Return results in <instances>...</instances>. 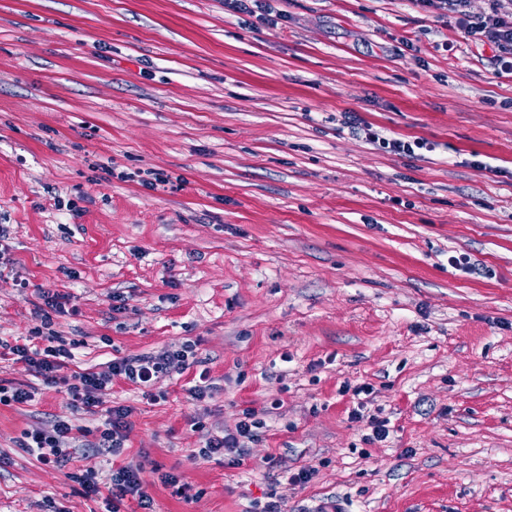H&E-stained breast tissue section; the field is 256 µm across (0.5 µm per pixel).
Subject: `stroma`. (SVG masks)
<instances>
[{"label": "stroma", "mask_w": 512, "mask_h": 512, "mask_svg": "<svg viewBox=\"0 0 512 512\" xmlns=\"http://www.w3.org/2000/svg\"><path fill=\"white\" fill-rule=\"evenodd\" d=\"M229 2L0 0V338L56 291L72 370L195 344L151 397L106 395L155 512H250L271 456L313 472L280 485L288 512H512V77L459 24L489 0ZM362 383L385 442L348 417ZM0 385L35 394L0 404V512H103L18 445L68 417L108 482L93 416L25 364L0 358ZM277 401L242 465L193 458ZM360 128L364 133L365 139L374 145H379L384 149H389L390 152H394L396 154H404L407 156H413L415 154V149L422 150L428 149V143L424 140L416 139L411 141H404L401 139H389L383 136L380 131L373 128L372 125L362 124Z\"/></svg>", "instance_id": "35a3bbf8"}]
</instances>
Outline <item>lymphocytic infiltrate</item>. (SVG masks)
Listing matches in <instances>:
<instances>
[{
    "instance_id": "1",
    "label": "lymphocytic infiltrate",
    "mask_w": 512,
    "mask_h": 512,
    "mask_svg": "<svg viewBox=\"0 0 512 512\" xmlns=\"http://www.w3.org/2000/svg\"><path fill=\"white\" fill-rule=\"evenodd\" d=\"M470 36L485 38L491 43L512 45V8L504 0H491L490 10L483 20L473 26H465ZM0 349L14 355L18 361L28 365L30 371L44 383L62 386L68 396L72 410L99 414L104 418V427L94 441L88 443L89 451L102 455L119 457L125 447V432L132 414L131 407L115 405L104 407L102 395L113 380L121 379L138 386H148L172 368L188 369L189 359L194 356L192 345H185L176 351H164L152 356H128L112 361L107 370L94 372L85 370L67 374L66 368L73 359L72 352L65 346L48 345L38 347L28 343L12 344L0 339ZM266 426L259 411L244 409L234 429L224 431L207 440L197 452L199 458L208 459L223 455L228 465H240L247 444L259 440ZM71 435V427L64 419H57L52 431L33 429L25 432L20 448L37 460L67 470L68 477L78 483L85 495L99 494L100 488L94 476L81 472L73 466L72 459L65 451ZM105 499L106 512H121L125 499H135L142 512H153V500L140 484L137 468L123 465L113 469Z\"/></svg>"
}]
</instances>
